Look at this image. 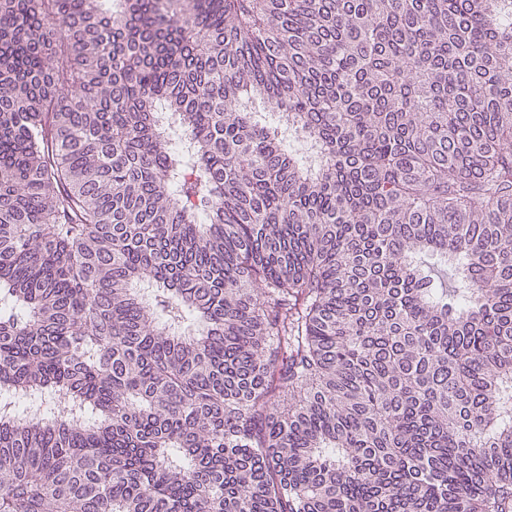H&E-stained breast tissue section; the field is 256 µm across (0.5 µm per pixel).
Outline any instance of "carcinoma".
<instances>
[{"label":"carcinoma","mask_w":512,"mask_h":512,"mask_svg":"<svg viewBox=\"0 0 512 512\" xmlns=\"http://www.w3.org/2000/svg\"><path fill=\"white\" fill-rule=\"evenodd\" d=\"M0 512H512V0H0Z\"/></svg>","instance_id":"1"}]
</instances>
